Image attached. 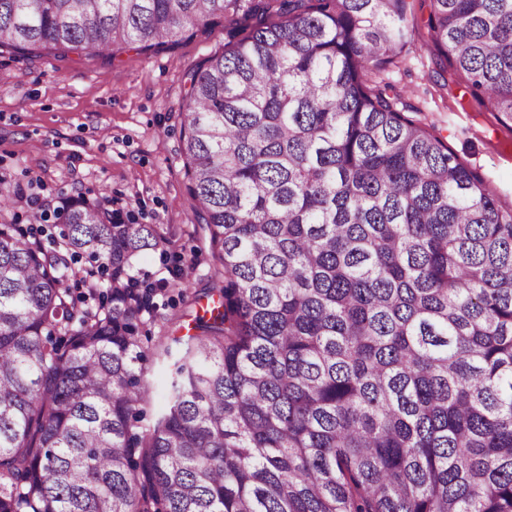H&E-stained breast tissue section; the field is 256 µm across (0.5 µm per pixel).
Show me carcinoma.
Wrapping results in <instances>:
<instances>
[{
  "label": "carcinoma",
  "instance_id": "1",
  "mask_svg": "<svg viewBox=\"0 0 512 512\" xmlns=\"http://www.w3.org/2000/svg\"><path fill=\"white\" fill-rule=\"evenodd\" d=\"M409 2L0 0L18 52L231 28L184 119L195 334L151 332L164 228L0 222V512H512V206L389 81ZM426 44L512 121V0H430ZM150 381L153 385L149 393L148 409L152 414H159L165 407L164 374L161 370L154 367L150 373Z\"/></svg>",
  "mask_w": 512,
  "mask_h": 512
}]
</instances>
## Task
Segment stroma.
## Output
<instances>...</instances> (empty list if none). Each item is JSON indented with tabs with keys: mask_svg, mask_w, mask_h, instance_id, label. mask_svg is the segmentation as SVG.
I'll use <instances>...</instances> for the list:
<instances>
[{
	"mask_svg": "<svg viewBox=\"0 0 512 512\" xmlns=\"http://www.w3.org/2000/svg\"><path fill=\"white\" fill-rule=\"evenodd\" d=\"M412 12L418 55L390 67L391 81L416 120L512 204V122L484 111L464 85L433 83L426 0H413ZM227 40L217 18L177 41L111 56L1 51L0 179L34 187L49 209L64 199L108 197L127 223L172 227L169 264L151 252L141 266L158 279L192 265L189 286L204 291L210 269L198 253L209 238L188 189L183 112L190 73Z\"/></svg>",
	"mask_w": 512,
	"mask_h": 512,
	"instance_id": "35a3bbf8",
	"label": "stroma"
}]
</instances>
